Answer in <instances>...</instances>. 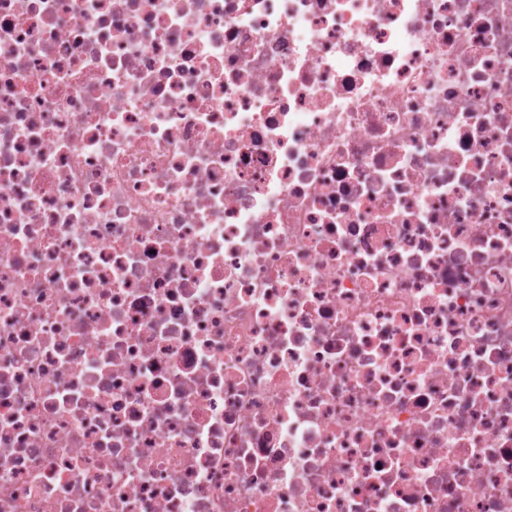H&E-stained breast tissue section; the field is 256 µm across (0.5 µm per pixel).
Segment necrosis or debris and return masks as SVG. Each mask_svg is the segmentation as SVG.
Segmentation results:
<instances>
[{
  "label": "necrosis or debris",
  "instance_id": "necrosis-or-debris-1",
  "mask_svg": "<svg viewBox=\"0 0 512 512\" xmlns=\"http://www.w3.org/2000/svg\"><path fill=\"white\" fill-rule=\"evenodd\" d=\"M0 512H512V0H0Z\"/></svg>",
  "mask_w": 512,
  "mask_h": 512
}]
</instances>
